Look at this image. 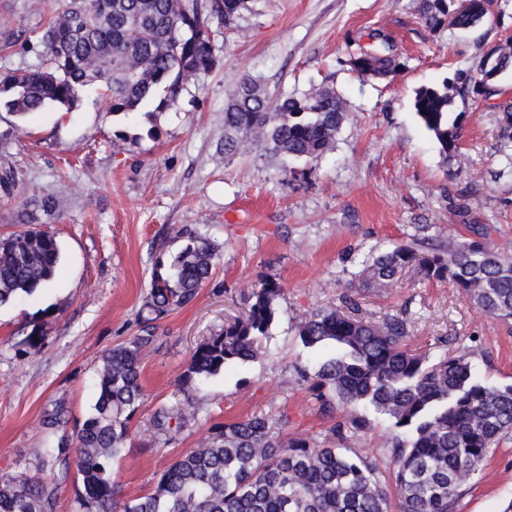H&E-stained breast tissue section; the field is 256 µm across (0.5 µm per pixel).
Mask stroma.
Returning <instances> with one entry per match:
<instances>
[{"label":"stroma","mask_w":512,"mask_h":512,"mask_svg":"<svg viewBox=\"0 0 512 512\" xmlns=\"http://www.w3.org/2000/svg\"><path fill=\"white\" fill-rule=\"evenodd\" d=\"M56 4L0 0V22L36 36ZM377 34L401 63L394 78L349 65ZM498 45L512 47V0H494L480 27L434 31L419 0H256L218 36L216 68L179 107L130 118V127L156 128L155 139L116 137L111 113L91 98L64 114L54 106L25 117L0 112V173L13 170L16 179L0 188V238L32 229L54 236L62 251L46 287L0 307V475L45 478L57 486L56 512H74L79 449L69 445L52 466L43 450L90 414L102 355L136 334L159 247L176 252L172 236L185 225L214 243L218 266L194 302L162 320L159 345L144 361L142 403L114 462L123 500L147 493L177 454L202 447L212 423L254 414L284 419L285 434L363 451L388 474L385 417L369 413L368 431L335 437L297 377L320 357L302 345L298 323L350 288L368 318L406 314L413 348L468 352L484 383L512 384V326L465 293L413 269L383 286L358 282L363 259L411 243L419 226L444 246L468 238L455 212L462 189L469 223L490 225V243L512 254V139L499 108L512 101V73L499 78L496 96L456 100L464 115L457 157L440 152L414 109L418 89L475 68ZM247 75L274 94L334 88L345 119L333 149L288 170L251 147L225 158L224 103ZM48 195L56 206L46 212ZM266 276L279 279L284 296L264 353L206 382H183L196 346L243 314ZM40 322L41 344L26 348ZM184 400L201 407L198 422L160 440L153 414ZM56 409L64 424L54 436L42 418ZM511 500L512 434L490 450L456 512H500Z\"/></svg>","instance_id":"stroma-1"}]
</instances>
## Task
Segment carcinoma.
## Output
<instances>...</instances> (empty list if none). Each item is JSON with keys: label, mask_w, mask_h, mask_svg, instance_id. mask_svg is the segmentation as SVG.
Segmentation results:
<instances>
[{"label": "carcinoma", "mask_w": 512, "mask_h": 512, "mask_svg": "<svg viewBox=\"0 0 512 512\" xmlns=\"http://www.w3.org/2000/svg\"><path fill=\"white\" fill-rule=\"evenodd\" d=\"M254 0H63L43 28L37 61L0 68V110L19 116L56 106L78 108L93 89L107 111L126 117L162 112L190 93L191 82L217 65L215 36L229 28ZM425 26L444 23L440 0H420ZM27 30L0 27V50L26 49ZM390 45L367 54L377 75L391 73ZM460 72L453 84L416 91L415 112L445 155L459 153L462 113L457 96L490 97ZM332 88L271 95L247 75L224 104V156L238 154L252 136L270 156L316 161L331 150L344 119ZM435 245L429 237L381 252L359 279L384 285L406 269L424 280L448 281L486 314L512 322V259L482 239ZM182 248L169 263L157 260L139 333L108 350L98 371L92 414L76 428L82 489L76 512H391V492L376 469L350 448H329L309 437H282L266 415L214 423L208 443L175 458L148 493L123 501L112 462L127 447L130 422L143 397L142 360L154 351L158 321L192 303L214 275V244L187 225L176 231ZM61 259L57 241L22 231L0 238V306L31 295L49 282ZM283 288L275 277L252 289L247 312L196 346L183 381L203 382L228 366L257 358L278 317ZM306 348L332 347L314 370H297L320 410L334 403L362 406L385 416L382 447L394 469L397 512H455L472 487L489 448L512 433V385L492 387L475 375L467 354L434 360L410 347L408 322L392 315L365 318L352 293L339 304L311 311L297 326ZM199 419L190 401L153 416L161 436ZM366 416L349 412L333 431L364 432ZM57 486L41 477L0 476V512H55Z\"/></svg>", "instance_id": "carcinoma-1"}]
</instances>
